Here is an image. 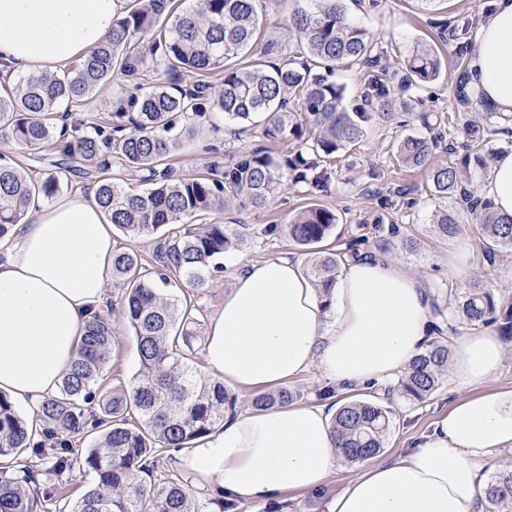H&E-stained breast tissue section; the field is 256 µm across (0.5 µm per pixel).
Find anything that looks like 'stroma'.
I'll return each mask as SVG.
<instances>
[{"label": "stroma", "instance_id": "obj_1", "mask_svg": "<svg viewBox=\"0 0 512 512\" xmlns=\"http://www.w3.org/2000/svg\"><path fill=\"white\" fill-rule=\"evenodd\" d=\"M349 18L372 36L385 53L381 64L398 70L416 46L433 47L441 61L440 76L426 83L420 92L423 108L440 112L446 118V139L465 146L467 123L487 125L488 134L481 145L487 160H495L512 148V125L501 121L495 112L475 100L460 97L467 60L459 48L473 42L477 22L494 0H343ZM131 85L121 72H114L102 88L78 105V112L105 116L115 112L118 101ZM423 130L419 118L401 113L389 124L367 128L362 140L350 150L338 152L330 182L324 190L306 192L301 186H288L272 197L266 206L255 207L242 198H232L225 209L210 213L212 224H284L303 208L319 203L336 211L338 223L325 241V248L340 251L355 236L369 235L373 225L394 224L399 236L417 242L416 250L397 249L396 257L412 271L426 277L436 291H447L452 281L449 262L460 247L469 246L476 259L470 274L495 288L502 302H512V251L500 250L495 263H488L480 233L470 219H463L456 239L444 240L432 231L436 211L446 200L432 191L428 168L397 164L391 152L393 141L405 134ZM257 124L225 123L221 113H212L209 122L199 128L171 164L178 173L200 175L206 163L231 159L257 143ZM298 248L286 237L263 240L250 238L228 252L230 260L257 262L281 256L298 257ZM114 356L106 368L112 384L128 383L139 367L136 342L122 322L114 324ZM457 392L450 378H442L438 389L421 402L393 396L391 431L381 452L393 456L411 446L414 437L425 430L432 418L444 411ZM355 463L347 462L335 471L327 485L306 495L286 494L279 512H326L336 491L354 474Z\"/></svg>", "mask_w": 512, "mask_h": 512}]
</instances>
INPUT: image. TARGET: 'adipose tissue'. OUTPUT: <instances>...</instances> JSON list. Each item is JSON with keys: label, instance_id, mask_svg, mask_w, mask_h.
Listing matches in <instances>:
<instances>
[{"label": "adipose tissue", "instance_id": "1", "mask_svg": "<svg viewBox=\"0 0 512 512\" xmlns=\"http://www.w3.org/2000/svg\"><path fill=\"white\" fill-rule=\"evenodd\" d=\"M123 0H0V71L55 70L109 34ZM466 90L512 117V0L480 17ZM512 216V148L482 188ZM0 241V392L39 403L55 395L84 327L106 300L116 249L110 219L91 190L52 204ZM202 350L210 376L243 393L285 386L311 369L336 394L383 395L433 340L427 280L380 252L342 262L323 299L300 260L236 262ZM505 348L482 327L454 338L448 373L462 391L412 446L369 460L330 500L328 512H486L492 474L512 469V384L497 373ZM337 403H290L226 417L185 449L183 467L224 499L280 502L325 485L343 457L332 432Z\"/></svg>", "mask_w": 512, "mask_h": 512}]
</instances>
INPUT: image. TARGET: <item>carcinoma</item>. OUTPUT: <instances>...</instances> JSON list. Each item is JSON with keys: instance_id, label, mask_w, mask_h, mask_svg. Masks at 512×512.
<instances>
[{"instance_id": "cac0c4a2", "label": "carcinoma", "mask_w": 512, "mask_h": 512, "mask_svg": "<svg viewBox=\"0 0 512 512\" xmlns=\"http://www.w3.org/2000/svg\"><path fill=\"white\" fill-rule=\"evenodd\" d=\"M260 2L188 0L182 9L170 10L166 0H137L112 21L108 39L62 74H30L0 94V138L28 149L53 144L61 155L56 170L42 178L0 156V240L12 235L32 196L54 198L69 187L70 175L96 176V199L124 235L156 236L152 265L132 248L113 253L112 279L122 288L120 302L93 314L59 392L36 406L33 417L44 426L42 439L0 395V460L6 462L0 466V512L33 507L19 478L3 475L5 468L21 472L24 454L49 456L46 495L51 498L55 479L74 467L93 474L92 489L71 512H195L181 479L162 483L155 474L159 459L190 447L224 421V413L236 411L237 397L224 382L195 367L193 326L204 311L209 281L224 272V254L249 235L282 233L308 255L307 274L327 297L341 261L366 243L355 237L342 252L321 249L338 217L318 204L280 226L201 223L202 216L239 192L262 207L288 182L309 192L324 188L331 179L324 166L328 159L355 146L366 123H389L398 109L417 111L421 99L415 90L440 74V58L425 46L413 49L402 72L388 74L374 41L349 21L341 0H303L305 6L290 16L283 35L265 42L261 60L232 65L258 40ZM353 65L366 69L365 106L350 112L344 106L345 88L329 75ZM146 67L165 80L137 81ZM116 68L136 83L112 119L72 117L68 106L93 96ZM182 71L220 72L222 81L218 86L204 80L184 84ZM292 102L304 118L292 111ZM209 112L223 113L230 123L262 117V138L293 140L296 150L277 158L259 145L227 162L209 163L203 176L176 174L168 159ZM421 121L427 133L394 142L395 161L413 167L430 163L444 120L440 113L423 112ZM484 134L480 126H470L466 153L458 162L433 167L431 180L435 194L454 200L479 224L485 250L492 254L512 249V216L497 214L466 179L467 171L487 165L478 150ZM79 160L88 167L75 166ZM116 166L142 172L146 188L127 191L114 177ZM169 224L182 230L159 234ZM433 227L443 239L456 238L458 212H438ZM183 283L190 292L170 297L168 290ZM449 295L452 299L434 308L446 329L438 330L388 386V395L421 402L438 388L448 369V330L457 335L501 323L512 338V305L500 303L484 280H466ZM114 315L133 331L139 369L129 384L108 390L104 371L112 360ZM293 399L292 391L279 388L256 395L252 404L266 408ZM391 426V411L382 401L355 400L338 411L333 433L343 457L356 461L378 454ZM78 436L92 445L74 458L72 439ZM486 495L489 512H512V472L497 474Z\"/></svg>"}]
</instances>
